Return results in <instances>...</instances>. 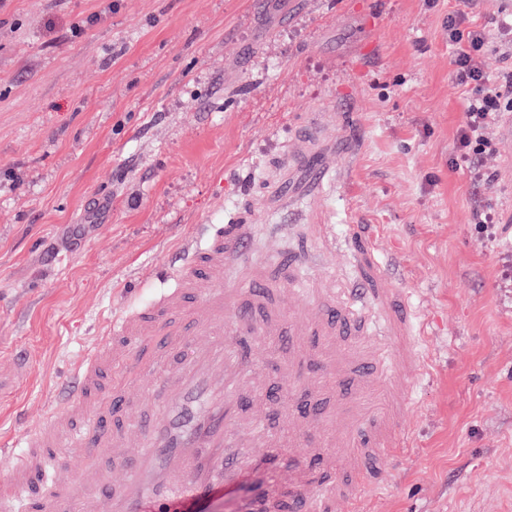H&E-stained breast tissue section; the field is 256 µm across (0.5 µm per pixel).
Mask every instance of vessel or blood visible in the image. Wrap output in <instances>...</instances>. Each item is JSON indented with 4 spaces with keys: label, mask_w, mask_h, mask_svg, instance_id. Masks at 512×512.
<instances>
[{
    "label": "vessel or blood",
    "mask_w": 512,
    "mask_h": 512,
    "mask_svg": "<svg viewBox=\"0 0 512 512\" xmlns=\"http://www.w3.org/2000/svg\"><path fill=\"white\" fill-rule=\"evenodd\" d=\"M245 224L217 225L185 255L173 287L113 319L47 421L24 435V449L0 483V512H166L180 503L201 512L215 489L232 486L266 461L277 435L254 415L250 442L238 432L240 392L258 373L254 346L306 344L318 361L311 377L296 362L286 404L302 403L319 421L324 451L272 487L283 512H361L367 487L408 439L400 428L407 379L421 371V333L407 296L384 267L362 281L379 314L375 331L352 304L323 305L314 289L279 298L267 270L254 268ZM298 305L296 316L288 308ZM146 382L151 410L130 416L126 378ZM351 453L335 458L332 447ZM73 458L83 468H70ZM122 465L106 481L98 462Z\"/></svg>",
    "instance_id": "obj_1"
}]
</instances>
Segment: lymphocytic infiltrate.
Wrapping results in <instances>:
<instances>
[{
    "label": "lymphocytic infiltrate",
    "instance_id": "lymphocytic-infiltrate-1",
    "mask_svg": "<svg viewBox=\"0 0 512 512\" xmlns=\"http://www.w3.org/2000/svg\"><path fill=\"white\" fill-rule=\"evenodd\" d=\"M448 41L455 49V78L471 86L458 130L456 168L467 170L474 178L488 179L481 158L489 153L487 129L512 112V71L491 75L493 54L512 52V18L502 19L496 30L468 24L464 10L448 16Z\"/></svg>",
    "mask_w": 512,
    "mask_h": 512
}]
</instances>
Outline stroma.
Masks as SVG:
<instances>
[{"label": "stroma", "mask_w": 512, "mask_h": 512, "mask_svg": "<svg viewBox=\"0 0 512 512\" xmlns=\"http://www.w3.org/2000/svg\"><path fill=\"white\" fill-rule=\"evenodd\" d=\"M0 0V480L114 317L156 300L208 224H247L281 287L358 269L317 240L359 225L419 315L409 448L363 512H512V139L475 184L453 170L467 90L458 0ZM323 179L282 167L313 113ZM496 216L479 231L475 208ZM305 251L297 269L289 257ZM304 447L216 495L237 512Z\"/></svg>", "instance_id": "obj_1"}]
</instances>
